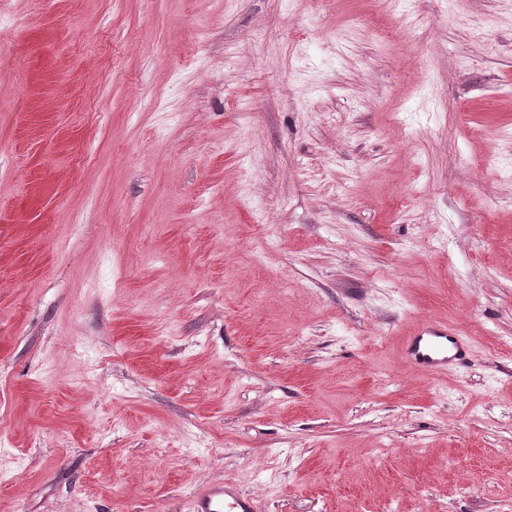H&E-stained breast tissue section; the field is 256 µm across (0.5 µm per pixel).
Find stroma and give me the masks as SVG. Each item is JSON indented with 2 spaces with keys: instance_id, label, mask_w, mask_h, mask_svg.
Listing matches in <instances>:
<instances>
[{
  "instance_id": "obj_1",
  "label": "stroma",
  "mask_w": 512,
  "mask_h": 512,
  "mask_svg": "<svg viewBox=\"0 0 512 512\" xmlns=\"http://www.w3.org/2000/svg\"><path fill=\"white\" fill-rule=\"evenodd\" d=\"M0 8V512H512V0ZM467 342L454 336L448 327L424 323L403 343V354L412 365L425 370H440L461 360ZM257 503L230 483H217L199 491L193 499V512H260Z\"/></svg>"
}]
</instances>
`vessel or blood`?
I'll list each match as a JSON object with an SVG mask.
<instances>
[{"label":"vessel or blood","instance_id":"1","mask_svg":"<svg viewBox=\"0 0 512 512\" xmlns=\"http://www.w3.org/2000/svg\"><path fill=\"white\" fill-rule=\"evenodd\" d=\"M466 341L454 336L447 326L425 323L403 343V354L412 365L440 370L461 360ZM192 512H260L257 503L230 483H217L199 491Z\"/></svg>","mask_w":512,"mask_h":512}]
</instances>
